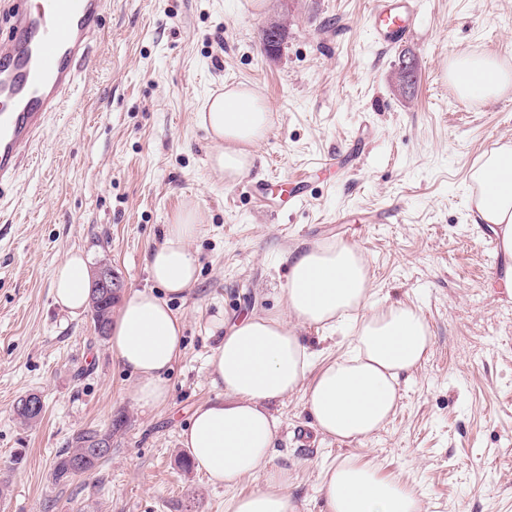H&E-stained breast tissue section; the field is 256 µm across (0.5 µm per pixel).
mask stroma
Masks as SVG:
<instances>
[{"label":"stroma","instance_id":"obj_1","mask_svg":"<svg viewBox=\"0 0 512 512\" xmlns=\"http://www.w3.org/2000/svg\"><path fill=\"white\" fill-rule=\"evenodd\" d=\"M420 22L385 50L370 0H109L75 96L43 132L35 165L0 189V512H225L232 489L181 464L193 409L218 394L207 361L216 319L281 308L290 250L356 244L384 304L419 307L423 364L372 437H323L301 393L277 405L274 462L297 512H323V468L373 463L423 497L424 512H512V288L487 225L468 217L477 158L512 140V90L457 105L447 58L485 52L512 65V0H416ZM286 37L267 54L263 31ZM416 62V82L396 71ZM255 90L275 113L251 171L227 184L208 166L195 114L225 85ZM273 190L257 201L252 187ZM205 215L200 262L169 399L143 408L134 381L89 314L55 305L51 278L68 251L108 262L125 290L151 287L148 252L182 209ZM353 331L304 329L318 364L345 355ZM39 393V421L16 400ZM112 433L94 473L57 485L56 452L78 430Z\"/></svg>","mask_w":512,"mask_h":512}]
</instances>
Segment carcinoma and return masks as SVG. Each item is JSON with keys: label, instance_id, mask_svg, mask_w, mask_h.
I'll return each mask as SVG.
<instances>
[{"label": "carcinoma", "instance_id": "cac0c4a2", "mask_svg": "<svg viewBox=\"0 0 512 512\" xmlns=\"http://www.w3.org/2000/svg\"><path fill=\"white\" fill-rule=\"evenodd\" d=\"M113 298L100 299L90 295L89 308L94 330L98 337H108L112 323ZM112 454V432L97 429L78 431L69 446L56 455L51 477L54 483H66L76 476L97 470Z\"/></svg>", "mask_w": 512, "mask_h": 512}]
</instances>
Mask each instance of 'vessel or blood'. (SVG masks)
I'll return each mask as SVG.
<instances>
[{
	"mask_svg": "<svg viewBox=\"0 0 512 512\" xmlns=\"http://www.w3.org/2000/svg\"><path fill=\"white\" fill-rule=\"evenodd\" d=\"M105 6L106 0H46L34 12L16 5L15 35L0 55V186L13 183L29 161L25 148L81 82ZM417 20L416 0H372L370 27L384 47L404 43Z\"/></svg>",
	"mask_w": 512,
	"mask_h": 512,
	"instance_id": "1",
	"label": "vessel or blood"
}]
</instances>
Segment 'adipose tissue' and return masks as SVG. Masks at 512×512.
Masks as SVG:
<instances>
[{
  "instance_id": "1",
  "label": "adipose tissue",
  "mask_w": 512,
  "mask_h": 512,
  "mask_svg": "<svg viewBox=\"0 0 512 512\" xmlns=\"http://www.w3.org/2000/svg\"><path fill=\"white\" fill-rule=\"evenodd\" d=\"M462 96L494 98L512 87V67L486 53L460 55L445 67ZM271 107L238 84L209 96L196 122L212 144L211 171L232 183L246 175L254 150L269 133ZM470 219L492 225L503 252L512 257V140L482 153L474 164ZM203 221L194 207L178 213L160 244L146 256L157 291L126 295L110 331L120 366L134 378L135 399L148 408L168 399V374L178 357L184 323L169 305L197 280L190 249ZM52 295L70 315L90 297L87 257L67 253L55 267ZM369 263L344 241H323L288 254V277L278 313L239 318L224 331L209 359L219 396L196 407L181 443L198 471L228 488L261 475V487L235 496L227 512H296L288 494L291 475L273 462L281 421L273 405L302 392L320 432L341 442H359L394 414L398 384L424 360L431 331L420 308L402 302L371 303ZM358 315L349 354L313 370V352L301 335L309 327L332 328ZM326 512H424L416 492L396 477L381 476L368 463L344 459L327 468L319 488Z\"/></svg>"
}]
</instances>
